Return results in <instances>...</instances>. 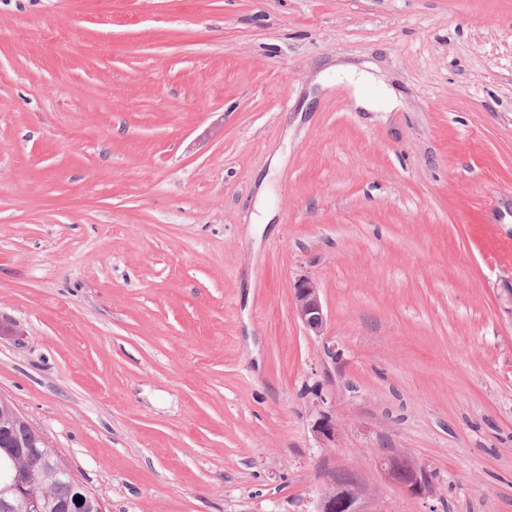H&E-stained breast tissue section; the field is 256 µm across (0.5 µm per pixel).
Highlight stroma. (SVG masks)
<instances>
[{
    "label": "stroma",
    "instance_id": "stroma-1",
    "mask_svg": "<svg viewBox=\"0 0 512 512\" xmlns=\"http://www.w3.org/2000/svg\"><path fill=\"white\" fill-rule=\"evenodd\" d=\"M0 395L106 512H512V0H0ZM320 287L316 280L304 276L293 286L291 305L294 316L310 336H323L326 316L321 299ZM378 466L390 481L410 495L421 496L429 491L430 484L427 474L404 455L384 454L379 457ZM366 496L355 475L335 471L328 474L314 512H369L365 506Z\"/></svg>",
    "mask_w": 512,
    "mask_h": 512
}]
</instances>
